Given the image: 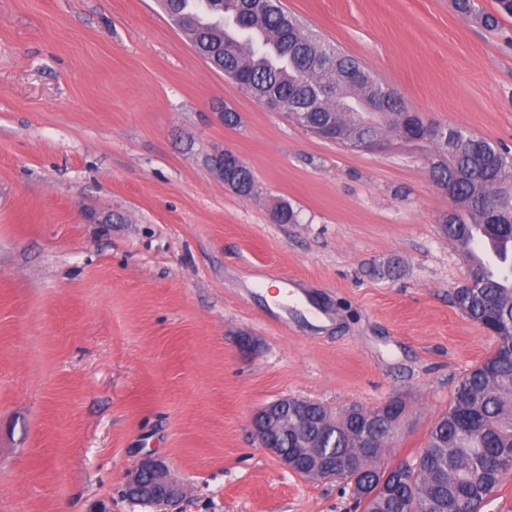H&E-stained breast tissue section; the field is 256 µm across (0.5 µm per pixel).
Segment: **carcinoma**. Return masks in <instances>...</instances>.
Returning a JSON list of instances; mask_svg holds the SVG:
<instances>
[{"label": "carcinoma", "mask_w": 512, "mask_h": 512, "mask_svg": "<svg viewBox=\"0 0 512 512\" xmlns=\"http://www.w3.org/2000/svg\"><path fill=\"white\" fill-rule=\"evenodd\" d=\"M167 13L196 52L224 72L241 90L315 132L336 130L338 143L350 146L382 140L395 131L408 143L429 142L427 159L434 180L444 183L462 204L442 218L441 229L467 259L468 282L453 294L466 317L496 333L494 351L473 366L456 385L448 411L430 429L425 446L404 478L381 465L382 454L349 471L355 484L372 495L374 512H405L434 506V512H457L464 505L481 512L484 502L512 470V158L492 142L460 128L443 125L441 137L426 140L424 120L410 114L403 101L358 61L310 31L279 0H162ZM456 10L487 28L497 15L479 12L473 0H455ZM237 193L252 196L251 171L237 172ZM493 196L492 210L483 200ZM503 244L511 284L469 260L474 243ZM405 406L398 401L367 410L352 406L326 412L336 423L329 431V452L340 460L354 455L365 426L384 439Z\"/></svg>", "instance_id": "1"}]
</instances>
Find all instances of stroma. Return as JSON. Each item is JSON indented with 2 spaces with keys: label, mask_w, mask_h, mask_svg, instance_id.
Listing matches in <instances>:
<instances>
[{
  "label": "stroma",
  "mask_w": 512,
  "mask_h": 512,
  "mask_svg": "<svg viewBox=\"0 0 512 512\" xmlns=\"http://www.w3.org/2000/svg\"><path fill=\"white\" fill-rule=\"evenodd\" d=\"M282 2L409 110L512 153V17ZM226 151L255 196L210 168ZM426 153L392 134L348 149L268 110L156 0H0V512H149L124 495L147 451L186 487L169 512H354L340 481L285 470L251 416L396 398L382 462H410L494 349L451 301L468 266ZM282 202L297 223L271 221ZM285 277L329 318L269 299Z\"/></svg>",
  "instance_id": "35a3bbf8"
}]
</instances>
